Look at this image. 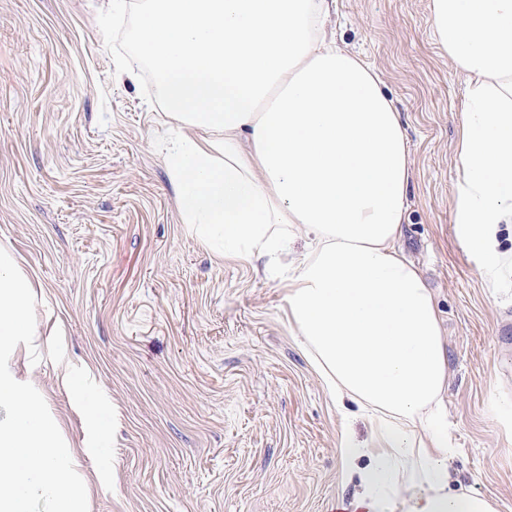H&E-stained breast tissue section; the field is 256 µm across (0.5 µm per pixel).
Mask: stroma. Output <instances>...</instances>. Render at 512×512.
Instances as JSON below:
<instances>
[{
	"mask_svg": "<svg viewBox=\"0 0 512 512\" xmlns=\"http://www.w3.org/2000/svg\"><path fill=\"white\" fill-rule=\"evenodd\" d=\"M144 0H0V248L34 285L31 383L80 450L88 512H336L360 490L332 395L288 318L284 276L223 259L184 223L177 130L138 48ZM329 27L378 75L411 164L398 246L431 289L448 362L454 479L512 512V224L484 267L454 222L468 90L432 0H336ZM83 375L73 392L61 367ZM112 417L90 456L92 412Z\"/></svg>",
	"mask_w": 512,
	"mask_h": 512,
	"instance_id": "35a3bbf8",
	"label": "stroma"
}]
</instances>
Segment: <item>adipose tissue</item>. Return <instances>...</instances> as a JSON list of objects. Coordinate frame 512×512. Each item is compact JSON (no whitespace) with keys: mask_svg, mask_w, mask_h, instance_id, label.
Masks as SVG:
<instances>
[{"mask_svg":"<svg viewBox=\"0 0 512 512\" xmlns=\"http://www.w3.org/2000/svg\"><path fill=\"white\" fill-rule=\"evenodd\" d=\"M328 0H146L137 31L168 115L186 223L222 256L291 254L288 316L329 390L362 402L370 446L342 512H497L451 484L445 344L431 292L395 246L406 137L377 74L327 39ZM469 89L456 222L488 263L512 223V0H432ZM287 224L307 248L290 253Z\"/></svg>","mask_w":512,"mask_h":512,"instance_id":"ef3b65f1","label":"adipose tissue"}]
</instances>
